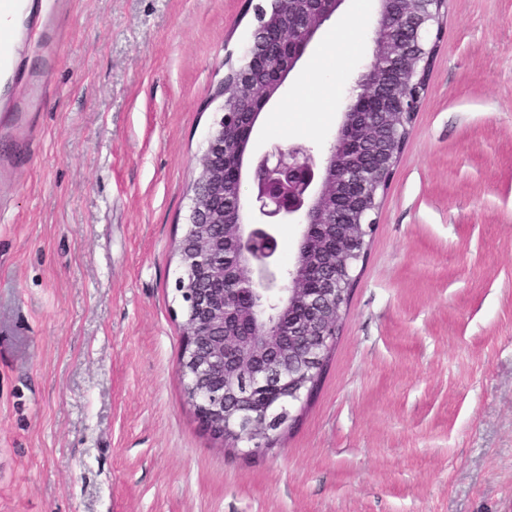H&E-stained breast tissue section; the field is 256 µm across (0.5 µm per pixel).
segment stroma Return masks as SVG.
<instances>
[{"instance_id":"1","label":"stroma","mask_w":512,"mask_h":512,"mask_svg":"<svg viewBox=\"0 0 512 512\" xmlns=\"http://www.w3.org/2000/svg\"><path fill=\"white\" fill-rule=\"evenodd\" d=\"M259 2L71 0L59 45L14 49L29 78L0 110V512H512V0H448L295 424L228 450L185 400L173 248ZM374 20L373 0H345L254 154L329 150Z\"/></svg>"}]
</instances>
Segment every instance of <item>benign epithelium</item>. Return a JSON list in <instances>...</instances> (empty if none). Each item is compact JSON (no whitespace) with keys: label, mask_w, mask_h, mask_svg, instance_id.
Here are the masks:
<instances>
[{"label":"benign epithelium","mask_w":512,"mask_h":512,"mask_svg":"<svg viewBox=\"0 0 512 512\" xmlns=\"http://www.w3.org/2000/svg\"><path fill=\"white\" fill-rule=\"evenodd\" d=\"M345 0H329L327 9L309 8L284 27L279 53L251 51L250 69L238 76L239 92L230 98L219 87L220 117L214 122L206 149L196 158L200 177L193 185L187 230L178 241L179 276L176 290L183 298L184 341L177 371L188 402L201 427L230 448L247 440L254 450L289 418L261 400L263 394H284L292 405L311 395L339 330L342 310L364 261L387 180L403 151L418 111L438 47L445 0H375L373 51L366 73L386 57L395 68L379 73L375 84L418 78L406 104L374 96V111L361 114L360 130L369 145L382 149L384 166L368 171L356 163L336 168L339 142L324 157L309 149L279 145L251 159L252 189L240 196L232 214L224 199V163L244 181L245 158L256 122L275 94L257 95L260 70L276 75L284 56L296 67L323 25ZM404 34L401 42L388 37V27ZM258 101L248 111V125L238 148L227 154L225 116L234 103ZM368 196L355 210V228L341 232L338 200L356 184ZM270 221L288 220L302 226L288 268V285L280 284L277 239L266 223L250 219L252 208ZM234 245L237 271L224 268V245ZM248 287L260 290L261 301L242 310L236 297Z\"/></svg>","instance_id":"7a95c632"}]
</instances>
